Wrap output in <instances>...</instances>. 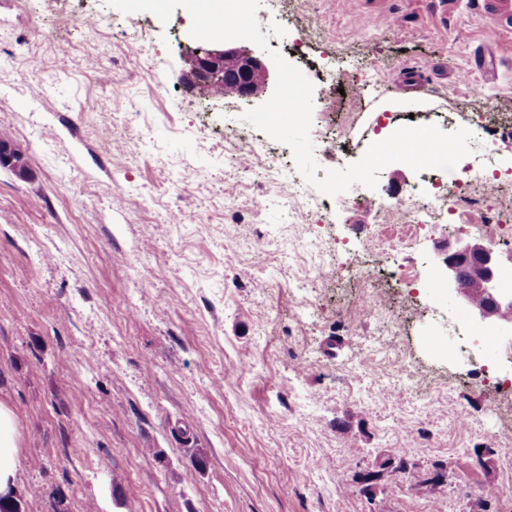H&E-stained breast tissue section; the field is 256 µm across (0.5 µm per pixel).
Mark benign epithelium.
Wrapping results in <instances>:
<instances>
[{
  "label": "benign epithelium",
  "mask_w": 512,
  "mask_h": 512,
  "mask_svg": "<svg viewBox=\"0 0 512 512\" xmlns=\"http://www.w3.org/2000/svg\"><path fill=\"white\" fill-rule=\"evenodd\" d=\"M199 67L195 82L222 76L234 82L242 98L255 94L268 69L254 53L240 49L218 50L211 42L195 49ZM501 266L493 251L479 243L459 240L458 248L441 261L443 289L448 298L470 306L471 320L482 326L512 328V291L498 287Z\"/></svg>",
  "instance_id": "benign-epithelium-1"
}]
</instances>
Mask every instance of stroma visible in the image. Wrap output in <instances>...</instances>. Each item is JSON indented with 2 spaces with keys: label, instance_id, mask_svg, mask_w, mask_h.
<instances>
[{
  "label": "stroma",
  "instance_id": "35a3bbf8",
  "mask_svg": "<svg viewBox=\"0 0 512 512\" xmlns=\"http://www.w3.org/2000/svg\"><path fill=\"white\" fill-rule=\"evenodd\" d=\"M190 18L0 0V130L28 167H0V401L19 418L23 512H512V407L495 403L512 335L463 352L474 327L430 285L460 231L412 238L386 214L416 178L405 165L308 227L279 188L247 215L248 185L290 149L243 143L225 160L224 125L277 73L249 99L199 95ZM257 19L272 45L305 29L301 69L356 90L327 101L314 86L321 169L356 162L381 129L471 130L481 112L498 182L474 192L512 212V15L263 0ZM349 115L326 154L327 123ZM388 456L406 472L380 469Z\"/></svg>",
  "mask_w": 512,
  "mask_h": 512
}]
</instances>
